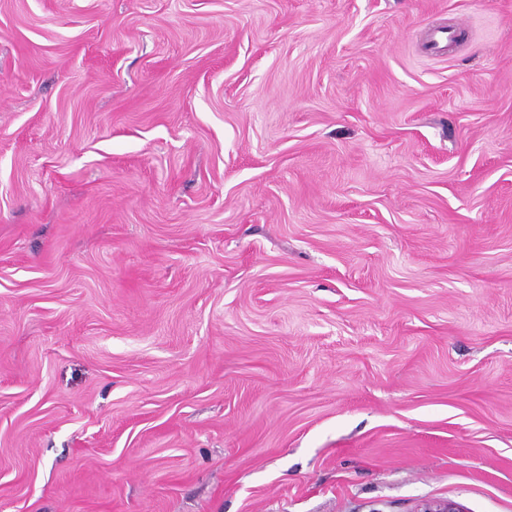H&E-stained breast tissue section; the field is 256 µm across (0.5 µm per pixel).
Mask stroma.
Returning <instances> with one entry per match:
<instances>
[{"mask_svg":"<svg viewBox=\"0 0 512 512\" xmlns=\"http://www.w3.org/2000/svg\"><path fill=\"white\" fill-rule=\"evenodd\" d=\"M437 498L512 512V0H0V512Z\"/></svg>","mask_w":512,"mask_h":512,"instance_id":"35a3bbf8","label":"stroma"}]
</instances>
